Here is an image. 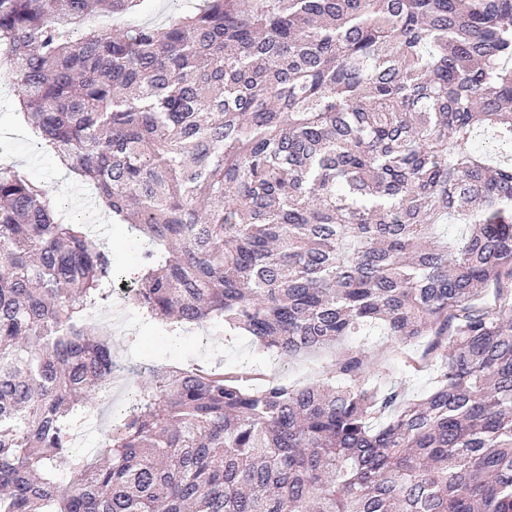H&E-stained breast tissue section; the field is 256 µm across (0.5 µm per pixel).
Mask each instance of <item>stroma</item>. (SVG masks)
Listing matches in <instances>:
<instances>
[{"label": "stroma", "mask_w": 512, "mask_h": 512, "mask_svg": "<svg viewBox=\"0 0 512 512\" xmlns=\"http://www.w3.org/2000/svg\"><path fill=\"white\" fill-rule=\"evenodd\" d=\"M200 0H141L137 10L111 15L109 30H123L148 24L165 27L193 10ZM18 90L11 74L0 69V163L20 166L31 180L43 186L57 209L112 244L113 262L126 286L137 278L128 274L138 266L145 241L137 234L119 235L110 228L112 215L98 201L91 186L82 177L64 168L54 153L37 147L21 124ZM95 322L107 323L112 330V350L127 366L141 370L154 367L188 368L194 365L217 366L227 372L252 371L265 377L288 381L296 386L327 381L335 349H326L291 358H276L260 349L251 337L229 330L222 320L212 319L178 336L168 335L159 325L146 323L135 309L124 302L123 292L112 296V304L96 313ZM349 345L364 347L374 363L371 382L383 387L399 386L407 396L418 399L433 387L429 370L409 374L402 358L392 351L393 339L381 326L369 328L349 338ZM129 403L126 387L116 385L112 397L95 410V417L82 428L79 448H90L99 456L109 443L112 424Z\"/></svg>", "instance_id": "35a3bbf8"}]
</instances>
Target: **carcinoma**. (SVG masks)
I'll use <instances>...</instances> for the list:
<instances>
[{
	"mask_svg": "<svg viewBox=\"0 0 512 512\" xmlns=\"http://www.w3.org/2000/svg\"><path fill=\"white\" fill-rule=\"evenodd\" d=\"M136 2L0 0L37 145L148 242L128 303L283 358L380 322L434 386L369 385L357 347L337 387L152 368L87 460L134 372L91 332L112 251L0 165V512H512V158L475 144L512 147V0H204L64 35ZM202 0H141L137 10L122 15L92 14L88 19H109L111 22L105 25L88 24L78 28L69 37L73 40L82 37L88 28L104 30H123L134 25L148 24L164 28L174 20L183 16L186 12L193 10ZM100 15V16H95ZM128 403L129 396L126 387L117 384L112 388V399L106 400L95 408V418L83 427L79 434L77 449L82 456L89 460L101 456L103 448H106L109 443L114 419L124 412ZM88 443L95 445L90 452L85 450Z\"/></svg>",
	"mask_w": 512,
	"mask_h": 512,
	"instance_id": "carcinoma-1",
	"label": "carcinoma"
}]
</instances>
